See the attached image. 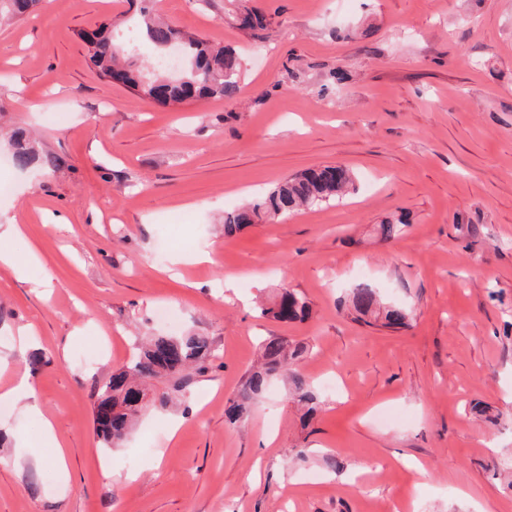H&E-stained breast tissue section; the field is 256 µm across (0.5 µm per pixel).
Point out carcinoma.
Returning <instances> with one entry per match:
<instances>
[{"instance_id": "cac0c4a2", "label": "carcinoma", "mask_w": 512, "mask_h": 512, "mask_svg": "<svg viewBox=\"0 0 512 512\" xmlns=\"http://www.w3.org/2000/svg\"><path fill=\"white\" fill-rule=\"evenodd\" d=\"M37 0H0V20L28 16ZM248 29H265L267 17L248 11L241 18ZM80 38L91 48L90 60L99 76L118 79L138 96L161 106L179 105L206 98H232L239 89L241 62L231 50L216 47L199 35L188 33L158 20L151 10L140 8L132 22L119 37L112 23L104 21L92 31H83ZM176 40L186 60V70L178 78H169L158 70V60L167 45ZM148 46L154 53L151 71H144L134 53L136 47ZM11 159L19 170L37 165L54 169L55 159L42 160L26 132L14 131L10 139ZM355 190V176L341 165L311 168L291 177L254 200L224 213V235L232 236L244 228L282 218L301 207H315L341 202ZM408 223L402 218L379 225L384 240L401 236ZM350 302L356 313L369 317L373 324L397 328L406 324L407 313L382 302L378 292L369 287L353 290ZM310 313L305 298L282 286L278 299L261 314L282 322L302 320ZM307 347L281 336H269L261 342V362L246 375L240 392L227 401L225 415L232 424L244 419L261 398L272 380L279 375L288 379V392L303 410L302 419H312L320 407L319 397L306 376L300 371ZM217 357V350L207 336L187 333L179 336L153 334L144 337L134 348L130 359L112 372L103 383L91 389L93 420L98 437L106 447L122 444L137 417L150 405L165 406L186 391L192 372L204 368ZM156 380L164 387L152 392L147 402H140L138 389ZM112 406V415L101 416V409Z\"/></svg>"}]
</instances>
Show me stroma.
<instances>
[{
	"instance_id": "obj_1",
	"label": "stroma",
	"mask_w": 512,
	"mask_h": 512,
	"mask_svg": "<svg viewBox=\"0 0 512 512\" xmlns=\"http://www.w3.org/2000/svg\"><path fill=\"white\" fill-rule=\"evenodd\" d=\"M151 5L235 49V97L161 108L99 78L79 33L134 15L131 0H40L0 23V124L62 160L20 171L0 146V225L21 227L0 249L23 265H0V388L43 354L32 380L69 474H51L38 421L11 403L0 512H512L496 469L512 457V0ZM254 9L266 29L237 24ZM328 164L354 172L355 194L225 237V211ZM399 217L404 235L383 240ZM195 247L209 261L171 266ZM284 284L308 319L261 316ZM366 284L408 325L358 319L347 296ZM189 330L217 358L185 401L104 447L93 383L136 337ZM268 336L310 348L309 426L281 380L224 419ZM104 342L111 356L76 364Z\"/></svg>"
}]
</instances>
